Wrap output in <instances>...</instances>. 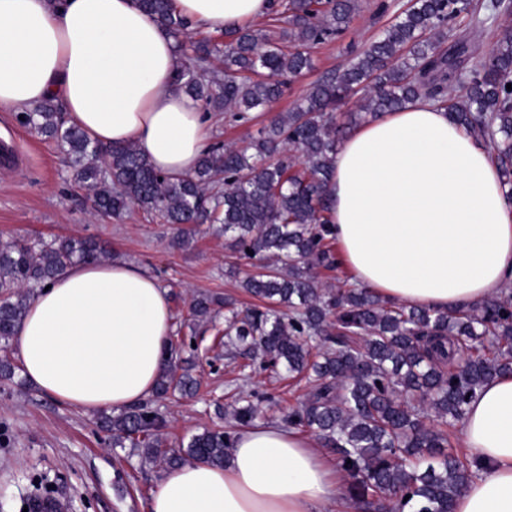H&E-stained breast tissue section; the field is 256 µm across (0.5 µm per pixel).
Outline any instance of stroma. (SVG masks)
I'll return each mask as SVG.
<instances>
[{"mask_svg":"<svg viewBox=\"0 0 512 512\" xmlns=\"http://www.w3.org/2000/svg\"><path fill=\"white\" fill-rule=\"evenodd\" d=\"M387 2L379 11V2ZM409 0H359V9L339 37L316 46L314 67L287 86L276 104L288 111L308 86L326 72L343 68L364 46L394 22ZM10 150L0 163V242L18 237H83L107 244L113 257L134 263L151 273L169 292L174 342L184 345L183 358L192 360L200 382L196 393L174 394L163 400L166 419L161 430L168 447H180L195 433L227 428L230 419L216 405L233 382V363L216 335L224 328L223 313L196 324L188 319L194 298L202 294H231L241 302L250 297L228 277L229 266L247 272L232 239L222 225L195 226L189 246L175 244L177 231L132 209L122 219L93 215L87 194L70 182L63 152L22 127L11 112H0V146ZM249 390L269 394L259 422L279 420L303 400L304 383L280 375H259ZM95 417L61 407L24 378L0 382V512H23L31 480L49 475L55 493L73 502L74 512H148L163 471L142 462L137 449L108 445Z\"/></svg>","mask_w":512,"mask_h":512,"instance_id":"1","label":"stroma"}]
</instances>
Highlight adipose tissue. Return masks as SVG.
Wrapping results in <instances>:
<instances>
[{
  "mask_svg": "<svg viewBox=\"0 0 512 512\" xmlns=\"http://www.w3.org/2000/svg\"><path fill=\"white\" fill-rule=\"evenodd\" d=\"M194 27L256 23L268 0H172ZM171 34L137 0H0V109L53 100L103 145L134 143L158 169L191 173L209 117L177 80ZM332 233L354 284L437 310L512 284V201L483 140L418 100L339 145ZM172 333L166 289L122 259L76 263L31 297L17 333L24 376L65 407L148 399ZM461 444L481 468L454 512H512V372L476 390ZM318 443L271 424L239 431L223 466L168 470L149 512H325L341 493Z\"/></svg>",
  "mask_w": 512,
  "mask_h": 512,
  "instance_id": "adipose-tissue-1",
  "label": "adipose tissue"
}]
</instances>
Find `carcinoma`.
I'll list each match as a JSON object with an SVG mask.
<instances>
[{"mask_svg": "<svg viewBox=\"0 0 512 512\" xmlns=\"http://www.w3.org/2000/svg\"><path fill=\"white\" fill-rule=\"evenodd\" d=\"M140 3L176 40L183 90L204 111L249 125L247 147L214 142L192 173L176 176L156 170L132 144L92 143L84 130L65 125L51 100L19 123L58 144L71 183L90 191L94 210L108 217L136 205L179 227L181 245L189 241L188 224L224 225L237 251L255 261L241 287L262 306L240 310L230 297L203 295L189 306L191 320L207 323L224 307V346L251 357L239 366L243 380L258 367L307 378L305 399L282 422L336 452L362 512H452L478 462L449 452L447 435L426 420L461 419L475 389L512 370V294L451 312L415 309L339 279L323 283L318 270L338 266L327 194L336 149L366 118L431 102L490 145L512 195V27L499 30L489 53L469 67L475 44L449 26L459 18L486 22L498 0H415L343 69L278 113L279 77L310 70V49L345 31L358 0H273L269 16L286 24L280 39L257 23L224 32L220 43L190 40L170 0ZM368 86L375 92L339 121L340 105ZM107 255L90 239L1 242L0 350L11 347L36 289L74 263ZM198 385L192 366L178 374L167 363L154 397ZM260 401L242 391L225 413L247 427ZM98 426L112 447L129 444L143 461L167 469L222 466L235 438L205 429L185 447L169 448L149 401L117 415L103 412Z\"/></svg>", "mask_w": 512, "mask_h": 512, "instance_id": "carcinoma-1", "label": "carcinoma"}]
</instances>
